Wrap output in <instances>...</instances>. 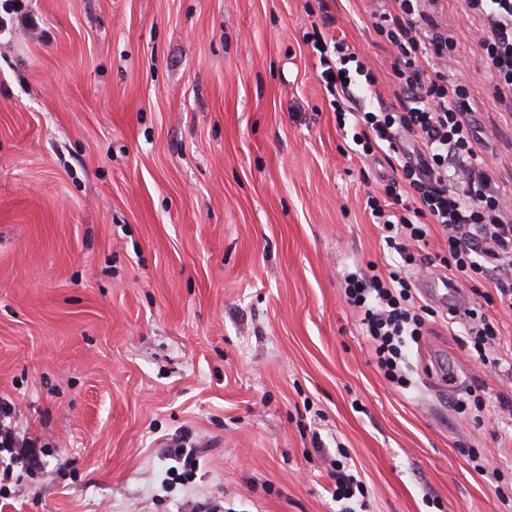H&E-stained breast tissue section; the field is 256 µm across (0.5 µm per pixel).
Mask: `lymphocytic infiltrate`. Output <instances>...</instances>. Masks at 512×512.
I'll return each mask as SVG.
<instances>
[{
  "mask_svg": "<svg viewBox=\"0 0 512 512\" xmlns=\"http://www.w3.org/2000/svg\"><path fill=\"white\" fill-rule=\"evenodd\" d=\"M371 2L372 26L393 48L395 102L384 100L376 76L344 39L321 48L319 59L338 126L353 123V141L364 154L386 150L396 159L380 177L385 200L371 196L366 206L404 267L416 266V243L439 226L447 235L449 275L489 281L500 304L512 309V200L476 151L470 88L448 72L455 45L439 19L442 0ZM467 6L483 22L481 48L493 94L512 112V0H467ZM344 283L378 368L389 381L410 386L405 350L423 335L429 306L418 304L401 271L384 278L358 270Z\"/></svg>",
  "mask_w": 512,
  "mask_h": 512,
  "instance_id": "f902f5d3",
  "label": "lymphocytic infiltrate"
}]
</instances>
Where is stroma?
Wrapping results in <instances>:
<instances>
[{"label": "stroma", "instance_id": "1", "mask_svg": "<svg viewBox=\"0 0 512 512\" xmlns=\"http://www.w3.org/2000/svg\"><path fill=\"white\" fill-rule=\"evenodd\" d=\"M0 0V401L39 468L0 452V512H339L330 460L365 512H512V310L488 361L425 289L434 317L378 369L343 277L384 272L365 208L380 165L353 150L319 80L344 36L393 99V50L369 0ZM335 23H321L323 14ZM470 118L512 190V113L489 89L482 27L443 0ZM485 398L478 420L453 405ZM188 436L187 470L174 441ZM333 462L335 463L336 470L333 472L335 477V490L332 496L336 497L337 502L342 500H352L356 496V492L363 498V489L361 486V482L356 479V477L352 474H347L344 471V466H341L340 469V461L335 459Z\"/></svg>", "mask_w": 512, "mask_h": 512}]
</instances>
